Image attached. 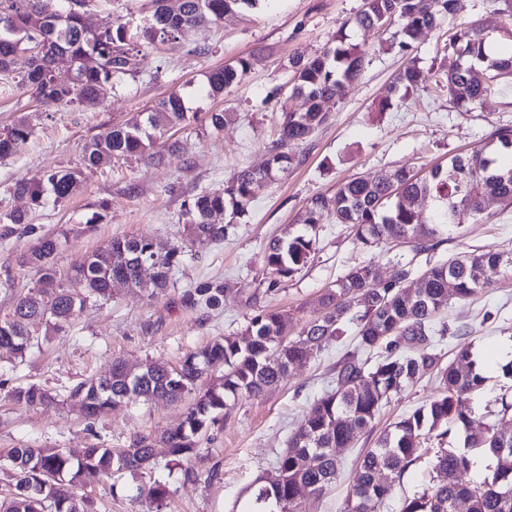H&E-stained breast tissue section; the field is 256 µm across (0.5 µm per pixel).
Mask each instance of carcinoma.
<instances>
[{
    "mask_svg": "<svg viewBox=\"0 0 512 512\" xmlns=\"http://www.w3.org/2000/svg\"><path fill=\"white\" fill-rule=\"evenodd\" d=\"M88 2L82 0V5L72 10L68 0H61L60 11L49 13L44 0H0V76L7 78L13 73L14 55L19 51L37 47L44 60L64 51L74 66L69 84L53 83L42 65L26 71L19 83L46 106L100 102L115 81L133 71L131 57L137 43L169 40L187 26L212 24L228 13L255 10L264 0H179L176 12L166 5L167 0H154L153 13L134 31L112 21L97 30L86 28L83 14ZM454 11L455 0H363L353 23L361 30L399 24L398 47L405 52L423 32L440 26ZM446 51L448 67L440 70L437 85L447 90L458 106L474 109L512 81V52L494 51L489 33L477 21L450 35ZM363 64V51L343 33L322 53L298 56L292 94L299 107L283 117L266 165L239 171L224 183L222 191L196 195L184 212L189 233L224 240L228 229L224 214H229L232 222L246 215L264 186L291 167L288 145L305 141L328 120L323 103L341 99L347 86L361 75ZM249 69L250 61L240 58L210 71L206 76L208 93L222 95L239 84ZM423 80L422 69L411 59L397 74L395 88L413 90ZM189 119L183 97L171 92L144 120L114 128L86 143L83 160L97 165L104 154L114 159L136 155L146 149L149 131ZM31 134L24 121L1 134L0 158ZM76 183L75 172L50 170L37 181L15 182L11 191L27 197L37 209L48 194L56 203L66 201ZM425 197L434 202L427 216L415 208V202ZM489 197L512 206V126H501L491 134L488 151L452 155L446 165L424 174L400 167L340 184L334 194L333 217L336 223L351 226L363 249L398 242L421 253L434 249L440 236L479 220ZM324 208L322 198L312 199L297 223L266 244L264 264L271 273L290 278L305 266ZM59 246L60 238L43 237L26 259L38 268L40 277L32 291L18 301L12 316L0 320V354L9 360L25 356L37 326L44 323L60 331L88 304L110 299L112 282L117 279L153 295L163 292L170 270L184 254V247L178 244L159 253L146 237L115 238L73 266V278L84 283L78 294L57 280L53 256ZM143 260L155 266L148 284L140 277ZM508 273H512V254L492 249L464 253L431 264L420 273L396 261L383 281L377 280L372 265H355L327 289L320 300V313L294 337L290 336L288 314L262 312L246 327L249 340L244 345L226 337L187 355L175 368L152 361L134 371L124 361L115 360L106 378L77 384L71 397L79 399L90 418L129 402L191 397L184 419L158 441L175 464L184 467L185 477L194 480L197 474L190 460L200 438L216 422V414L229 409L230 399L258 397L278 386L294 365L323 344L339 339L349 323L355 327L356 344L336 368V387L314 402L308 418L290 436L288 447L275 462L278 480L257 487L252 512H304L306 499L321 497L335 482L341 470L336 449L354 446L371 431L384 402L433 369L443 383L442 392L384 431L367 450L354 477L346 512H373L376 505L384 503L396 479L429 453L423 444L432 433L437 430L443 437L450 426L464 434L465 447L480 448L493 459L490 474L479 483L462 480L461 475L471 466L468 456L439 448L431 458L439 482L404 498L399 512H459L463 505L466 512H512V402H502L501 427L476 424L468 401L483 389L486 377L469 347L461 346L457 362L446 367L439 365L437 354L428 351L434 337L448 331L447 324L437 320L448 308V284L454 285L456 298L465 300ZM223 298L224 288L212 283L184 294L191 307L217 306ZM217 369L223 370L220 383L199 387L201 378ZM8 397L29 407L52 402L36 385L16 387L8 391ZM158 441L139 435L121 450L97 446L12 448L3 461L15 474L16 492L0 498V512H87L86 500L74 492L76 482L86 474L111 476L146 470L155 459ZM385 472L390 479L382 478Z\"/></svg>",
    "mask_w": 512,
    "mask_h": 512,
    "instance_id": "cac0c4a2",
    "label": "carcinoma"
}]
</instances>
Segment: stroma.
<instances>
[{
	"label": "stroma",
	"instance_id": "obj_1",
	"mask_svg": "<svg viewBox=\"0 0 512 512\" xmlns=\"http://www.w3.org/2000/svg\"><path fill=\"white\" fill-rule=\"evenodd\" d=\"M362 5L363 0H269L260 10L225 15L209 28H188L176 39L140 44L132 75L96 105L43 108L21 84L0 91V133L21 120L32 128L26 141L0 158V217L11 211L29 215L25 224L0 220V320L12 315L18 299L38 281L37 270L24 259L44 236L67 232L54 266L63 285L74 292L81 286L70 277L72 266L112 239L147 237L160 247H186L163 293L153 296L113 285L109 300L88 306L70 328L47 330L24 359L0 361V454L11 448L118 449L139 434L160 437L182 420L186 402L137 401L90 418L68 394L81 381L107 375L116 359L133 368L152 360L179 365L187 353L215 340L242 338L250 319L262 311L288 312L295 326H302L318 315L321 294L351 266L372 263L377 278L384 280L392 257L422 268L463 252H512V208L492 198L479 222L464 224L424 254L406 245L386 255L363 250L345 225L325 214L311 257L298 273L279 278L265 269V245L294 223L314 197L331 198L338 184L355 176L402 166L427 169L452 154L482 153L496 128L512 126V84L472 112L453 104L435 84L438 67L448 61L445 44L457 23L479 21L497 36L501 48L512 47V41L499 35L503 15L493 12L487 0H457L453 16L424 33L407 55L394 49V29L363 32L353 26ZM153 9L152 0H92L86 18L94 28L107 21L133 28ZM341 30L365 51L358 81L342 100L325 102L327 122L308 140L289 145L295 158L291 168L259 193L223 240L190 236L183 212L196 195L222 189L240 170L264 167L284 113L298 107L290 91L292 57L319 54ZM411 56L424 71V83L396 94L393 108L376 113V101ZM242 57L251 62L242 82L222 97H209L204 90L207 73ZM173 91L185 98L196 120L155 134L141 154L104 166L83 163L85 142L145 115ZM214 112L225 113L223 129L211 125ZM172 142L179 147L173 156L167 153ZM49 169L77 173L67 201L35 210L27 198L11 193L14 182L40 178ZM98 211L102 220L91 223ZM206 283L223 284L222 304L187 306L184 292ZM442 319L449 329L438 345L443 361L453 360L458 345L473 347L487 382L470 406L480 422L495 423L502 400H512V380L499 371L500 349L512 344V275L497 278L469 299L449 298ZM353 337V325H346L340 340L295 365L278 387L240 398L219 416L191 459L197 479H186L160 447L151 470L117 474L108 482L83 476L80 494L92 502L94 512H244L256 479L274 474L275 459L291 434L315 400L335 387L336 364L352 347ZM31 384L55 396V403L25 407L7 398V391ZM440 391L431 374L392 397L370 434L355 447L337 449L342 461L338 478L320 499L307 501L306 512H345L360 456L386 427ZM155 481L169 490L159 504L138 494L139 486Z\"/></svg>",
	"mask_w": 512,
	"mask_h": 512
}]
</instances>
